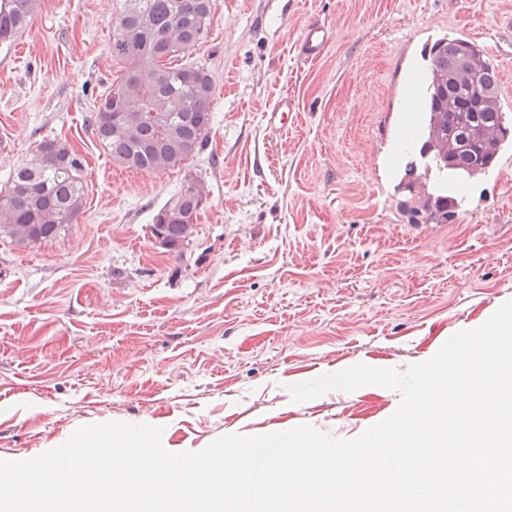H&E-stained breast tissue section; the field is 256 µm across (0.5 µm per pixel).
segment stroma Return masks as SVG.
<instances>
[{
  "mask_svg": "<svg viewBox=\"0 0 512 512\" xmlns=\"http://www.w3.org/2000/svg\"><path fill=\"white\" fill-rule=\"evenodd\" d=\"M123 2L38 0L0 44V188L46 139L87 169L55 240L0 234V460L114 421L184 452L299 426L360 436L399 392L295 403L289 386L360 363L406 371L512 301V141L462 181L447 223H409L397 188L426 46L469 28L512 113V0H212L189 57L215 87L208 142L153 172L114 163L86 124L122 73ZM311 21L331 32L315 60L298 50ZM282 96L293 119L269 128ZM190 174L208 201L171 254L150 225Z\"/></svg>",
  "mask_w": 512,
  "mask_h": 512,
  "instance_id": "1",
  "label": "stroma"
}]
</instances>
